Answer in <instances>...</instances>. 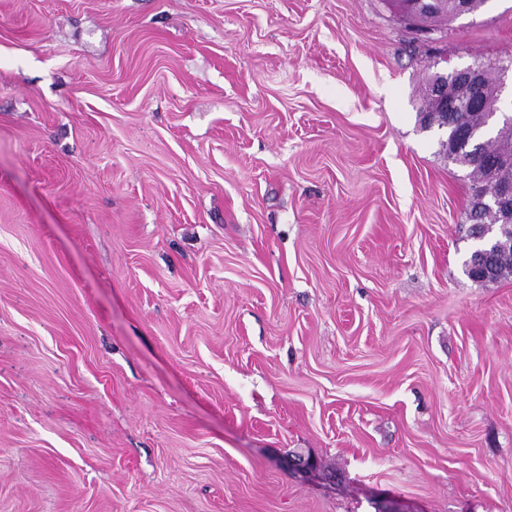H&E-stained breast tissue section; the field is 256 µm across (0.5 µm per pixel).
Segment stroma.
Listing matches in <instances>:
<instances>
[{"label": "stroma", "mask_w": 512, "mask_h": 512, "mask_svg": "<svg viewBox=\"0 0 512 512\" xmlns=\"http://www.w3.org/2000/svg\"><path fill=\"white\" fill-rule=\"evenodd\" d=\"M510 59L512 0H0V512H512V276L417 117ZM485 68L484 81L479 89V100H485L490 104L495 103L502 83V76L509 69L508 65H485L484 67L481 63H473L462 68H454L451 71L438 72L433 86L436 74L434 73L425 79L422 87L423 108L419 112L421 126L424 129H431V123L428 121L429 112L434 115L441 113L434 112L435 102H439L448 112H457L460 107H475L478 100L474 96V91L481 82ZM432 87L435 102L431 97ZM448 112L442 116L444 121L441 124L454 123L453 115H448ZM470 206H469L468 220H469L470 224H472V225H470L471 230H469V231H471V234H470L471 237L474 240H476V250H475L474 258H475V262L477 265L474 267V271H475L476 276H478L480 278V280H482V281L474 279L468 270V261L469 260L472 261L474 251L471 252V254L465 264L467 275L471 279L477 280L479 282H491V281L498 279L499 277L501 278V277L512 275L511 259H508V257L504 258V257H498L496 255H491L488 258L487 263L491 266V268L493 270V273H492L493 278L491 280L487 281L488 278L490 277V270H489V268L487 269L483 265H480V263L482 262V259L485 257V255H487L489 253L497 252V251H500L503 249H508L510 247L512 248V240L511 239L505 240L503 238L498 239L497 237L494 236V232L492 233V236L482 235V236L476 237L477 235L484 233L486 230H489L487 227V224H485V223H486V221L490 222L491 217L486 212L484 214L473 213V207L471 208Z\"/></svg>", "instance_id": "35a3bbf8"}]
</instances>
